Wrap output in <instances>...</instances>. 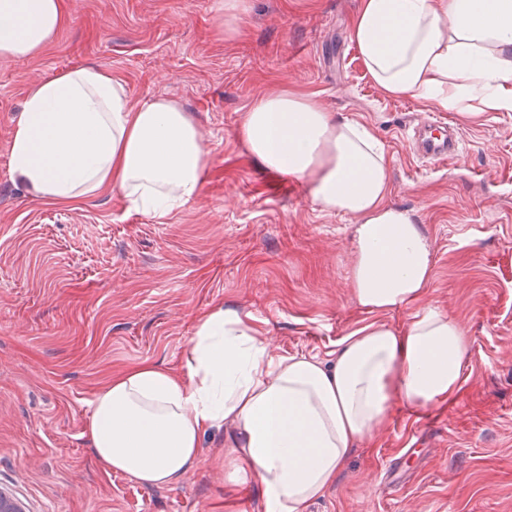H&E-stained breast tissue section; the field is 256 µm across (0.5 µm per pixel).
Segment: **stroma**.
I'll return each instance as SVG.
<instances>
[{
  "label": "stroma",
  "instance_id": "1",
  "mask_svg": "<svg viewBox=\"0 0 512 512\" xmlns=\"http://www.w3.org/2000/svg\"><path fill=\"white\" fill-rule=\"evenodd\" d=\"M224 0H66L68 23L24 62L0 57V490L25 512H266L257 482L228 489L230 429L206 433L196 467L146 488L95 465L86 423L112 376L149 362L184 373L200 316L236 311L275 355L325 360L339 340L433 309L471 344L462 394L396 410L303 512H512V112L470 120L456 158L432 164L404 138L427 106L380 90L350 40L360 0H251L238 36ZM104 67L139 106L179 104L210 155L200 195L163 217L105 189L69 205L34 199L9 173L29 90L71 67ZM315 98L370 128L389 159L391 206L433 250L424 296L360 306L349 278L351 216L314 207L239 138L267 89ZM409 471L385 487L389 461Z\"/></svg>",
  "mask_w": 512,
  "mask_h": 512
}]
</instances>
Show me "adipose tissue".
Instances as JSON below:
<instances>
[{
    "label": "adipose tissue",
    "mask_w": 512,
    "mask_h": 512,
    "mask_svg": "<svg viewBox=\"0 0 512 512\" xmlns=\"http://www.w3.org/2000/svg\"><path fill=\"white\" fill-rule=\"evenodd\" d=\"M65 21L64 0H0V56L34 57ZM351 39L389 96L462 117L474 101L512 112V0H361ZM240 136L261 169L304 184L318 209L354 217L350 278L363 307L397 311L423 296L434 255L414 217L387 203L389 163L372 130L271 89L244 113ZM209 153L178 104L132 107L109 71L74 67L26 95L9 169L47 203L109 188L130 209L162 216L199 195ZM469 357L460 326L431 309L402 328L366 325L324 361L273 355L237 312L218 306L198 320L184 374L143 363L113 377L86 431L101 471L150 488L184 477L205 432L232 425L228 485L251 475L271 512H302L395 405L457 397Z\"/></svg>",
    "instance_id": "1"
}]
</instances>
